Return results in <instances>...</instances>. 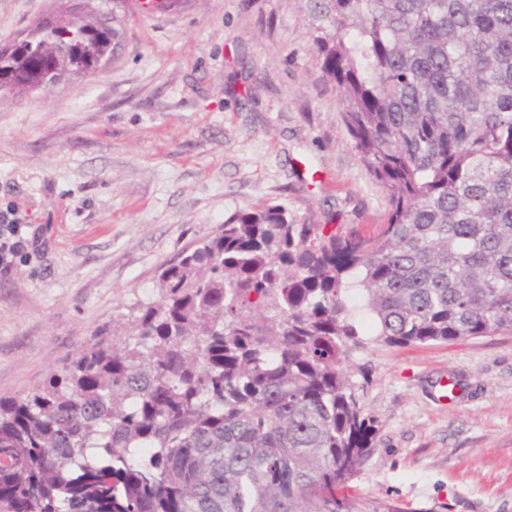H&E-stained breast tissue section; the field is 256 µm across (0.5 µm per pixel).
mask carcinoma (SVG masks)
I'll list each match as a JSON object with an SVG mask.
<instances>
[{"mask_svg":"<svg viewBox=\"0 0 512 512\" xmlns=\"http://www.w3.org/2000/svg\"><path fill=\"white\" fill-rule=\"evenodd\" d=\"M345 123L388 195L377 236L239 212L159 299L0 398V512H363L370 342L512 333V0H310ZM122 33L40 21L6 89L95 72Z\"/></svg>","mask_w":512,"mask_h":512,"instance_id":"cac0c4a2","label":"carcinoma"}]
</instances>
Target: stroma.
<instances>
[{"instance_id":"1","label":"stroma","mask_w":512,"mask_h":512,"mask_svg":"<svg viewBox=\"0 0 512 512\" xmlns=\"http://www.w3.org/2000/svg\"><path fill=\"white\" fill-rule=\"evenodd\" d=\"M100 0H0V47ZM92 74L0 91V210L29 244L0 274V397H23L94 331L158 296L161 267L230 216L282 205L325 232L377 233L390 203L323 73L306 0H182L145 17ZM364 507L512 512V335L369 344ZM461 399L434 398L441 377Z\"/></svg>"}]
</instances>
